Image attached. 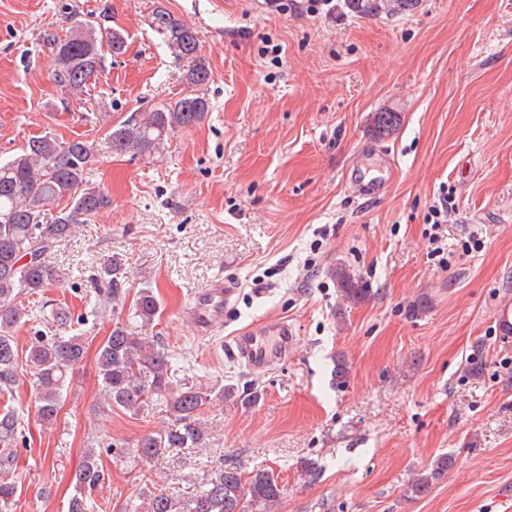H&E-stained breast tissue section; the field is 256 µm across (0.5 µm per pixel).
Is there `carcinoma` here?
<instances>
[{"mask_svg":"<svg viewBox=\"0 0 512 512\" xmlns=\"http://www.w3.org/2000/svg\"><path fill=\"white\" fill-rule=\"evenodd\" d=\"M347 4L356 13L376 16L381 0H347ZM149 25L181 65L187 92L143 119L111 126L108 144L117 155L134 152L161 156L171 135L200 124L210 108L208 99L199 94L210 79V70L199 54L198 31L163 6L153 10ZM46 41L56 64V83L65 92L81 93L91 79L105 73L102 47L88 21L76 19L66 38L49 34ZM398 121L395 113L380 112L374 118V133L388 136ZM96 162L92 145L79 139L61 142L47 134L30 139L11 159L0 162V396L4 398L0 447L5 451L16 445L23 427L22 416L9 404L19 372L15 331L34 316L26 298L44 294L59 281L58 270L46 260L47 252L110 203L104 191L89 180ZM62 202L65 206L46 219L49 207ZM335 276L346 303L356 304L369 296V289L346 268H336ZM99 278L111 287L112 310L123 308L126 268L112 260L100 268ZM158 314L157 298L151 290H141L131 320L114 323L97 358L103 399L108 405L135 414L149 404L164 402L174 417L172 425L143 435L133 445V457L145 461L167 448L202 447L204 433L198 416L212 401L231 400L244 406L258 398L254 391L241 393L233 386L208 388L178 377L179 368L158 337L147 333ZM51 316L58 328L49 336L34 337L26 353L36 413L45 424L57 419L68 369L85 356V336L61 330L67 323L66 311L61 308ZM99 457L97 449H84L83 461L74 473V493L67 512H98L92 494L106 479ZM452 465V458H439L431 474L410 483L409 493L424 494L431 480ZM196 480L200 491L187 499L178 501L160 490H143L127 498L118 512H273L284 495L278 477L266 468L245 476L235 466L220 464L202 471ZM17 492L16 483L0 481V512H13Z\"/></svg>","mask_w":512,"mask_h":512,"instance_id":"obj_1","label":"carcinoma"}]
</instances>
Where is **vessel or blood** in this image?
<instances>
[{
    "label": "vessel or blood",
    "mask_w": 512,
    "mask_h": 512,
    "mask_svg": "<svg viewBox=\"0 0 512 512\" xmlns=\"http://www.w3.org/2000/svg\"><path fill=\"white\" fill-rule=\"evenodd\" d=\"M378 159L380 177L363 187V195L373 200L385 195L391 187L396 167L389 155L375 144L360 146L350 157L347 165L348 178H356L364 161ZM236 292L235 287L216 279L208 287L197 292L188 308L187 315L198 335L207 336L224 323V308ZM294 336L287 320L267 319L256 323L234 336L229 348L234 357L249 370L263 372L275 363L285 360L293 348Z\"/></svg>",
    "instance_id": "obj_1"
}]
</instances>
